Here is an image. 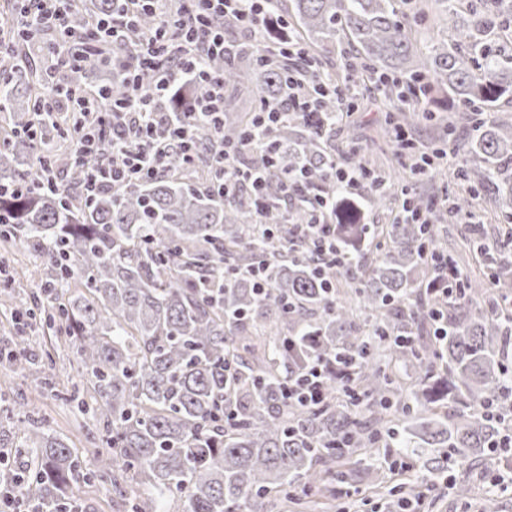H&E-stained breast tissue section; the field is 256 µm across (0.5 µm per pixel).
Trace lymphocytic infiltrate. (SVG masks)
<instances>
[{"label": "lymphocytic infiltrate", "instance_id": "obj_1", "mask_svg": "<svg viewBox=\"0 0 512 512\" xmlns=\"http://www.w3.org/2000/svg\"><path fill=\"white\" fill-rule=\"evenodd\" d=\"M272 0H187V19L183 40L171 42L169 30L170 0H124V8L102 18L97 27L112 39L118 53L130 60L129 95L113 107L102 111L97 95L90 94L74 103L72 110L82 121L83 134L79 148L94 149L101 134L112 138V155L89 169L79 193L93 200L105 190L117 191L124 186L155 179L174 164L188 166L195 160V123L209 124L214 134H221L224 120V78L204 69L206 54L233 53L234 45L224 36L227 19H235L254 37L277 33L281 41L276 56L306 60V53L290 39H284L286 24L271 7ZM143 10L157 19L153 33L139 38L135 17ZM153 71L157 77L151 87L142 84L143 73ZM193 81L197 95L188 111H172L168 102L177 86ZM336 95L348 100L352 90L336 86L317 70L305 68L289 72L286 86L276 101L261 104L238 142L224 147L211 159L215 172V190L225 198L247 192L252 200L255 220L252 238L260 239L273 228L272 207L264 194L265 173L246 161L247 152L257 151L273 156L276 144L269 132L279 124L298 118L311 129L321 125V96ZM282 199L304 203L308 210L306 223L295 225L293 234L310 244L323 258L343 263L347 256L338 246L331 217L336 202L319 187L311 184L304 173L293 172L282 179Z\"/></svg>", "mask_w": 512, "mask_h": 512}]
</instances>
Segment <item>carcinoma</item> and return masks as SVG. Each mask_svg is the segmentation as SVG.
<instances>
[{
  "instance_id": "carcinoma-1",
  "label": "carcinoma",
  "mask_w": 512,
  "mask_h": 512,
  "mask_svg": "<svg viewBox=\"0 0 512 512\" xmlns=\"http://www.w3.org/2000/svg\"><path fill=\"white\" fill-rule=\"evenodd\" d=\"M464 15L447 42L418 41L394 0H291L294 37L308 52L330 54L344 40L354 65L336 78L348 85L368 75L421 81L425 109L447 98L454 106L483 102L497 112L512 102V47L492 36L512 31V0H442ZM122 9L117 0H80L68 27L18 25L0 52V112L15 135L0 144V183L31 181L43 162L66 173L70 190L84 171L112 155V140L78 156L73 128L47 120L35 140L27 135L37 104L87 89L85 76H105L96 88L106 110L127 97V72L112 62L108 37L85 52L71 32L96 16ZM206 69L239 88L263 77L259 99L279 96L284 63L266 67L243 51L238 59L212 55ZM323 125L305 135L296 118L275 128L278 151L264 193L277 200L282 176L304 172L336 196V238L350 260L319 267L304 245L288 249L276 234L253 242L255 214L242 199L201 191L174 172L145 184L103 192L89 205L57 191L30 188L0 198V239L44 259L42 288L21 297L32 325L63 345L68 366L53 352L32 351L12 337L3 360L12 371L44 369L48 384L60 372L91 392L69 400L95 421L87 441L108 450L92 459L22 403L6 400L13 378H0V449L25 448L23 476L37 512H95L78 496L80 485L106 481L123 512H153L163 500L179 512H327L336 490L355 481L357 466L378 455L380 442L395 454L417 457L433 479L445 466L468 469L498 448L502 423L482 413L505 409L512 368V318L492 310L491 291L512 293V257L473 238V251L493 267L483 279L465 278L442 318L448 335H431L425 244L432 224H387L389 248L372 258L360 205L326 179L333 159L328 142L342 121L336 97L323 100ZM238 124L219 138L200 126L210 155L237 140ZM461 177L470 192L488 190L512 216V124L489 120L462 148ZM262 265L272 292L254 289L250 270ZM343 362L347 373L327 379L324 400L288 399V384L303 385L307 367Z\"/></svg>"
}]
</instances>
